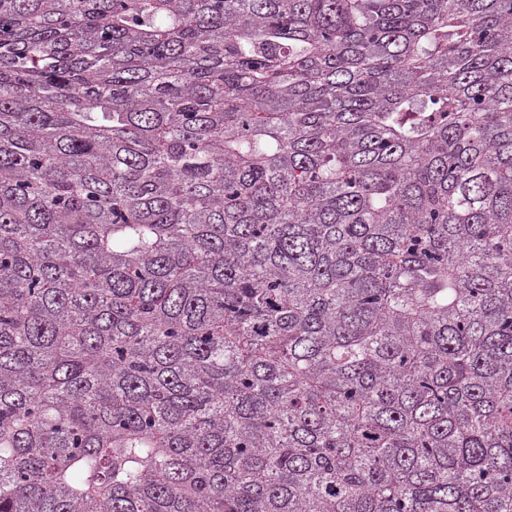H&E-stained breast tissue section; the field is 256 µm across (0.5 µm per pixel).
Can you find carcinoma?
<instances>
[{
	"mask_svg": "<svg viewBox=\"0 0 512 512\" xmlns=\"http://www.w3.org/2000/svg\"><path fill=\"white\" fill-rule=\"evenodd\" d=\"M0 512H512V0H0Z\"/></svg>",
	"mask_w": 512,
	"mask_h": 512,
	"instance_id": "obj_1",
	"label": "carcinoma"
}]
</instances>
